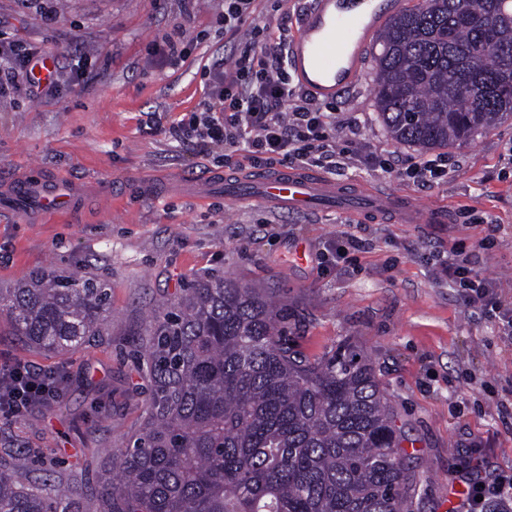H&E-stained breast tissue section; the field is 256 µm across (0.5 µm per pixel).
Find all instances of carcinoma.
Segmentation results:
<instances>
[{
  "mask_svg": "<svg viewBox=\"0 0 512 512\" xmlns=\"http://www.w3.org/2000/svg\"><path fill=\"white\" fill-rule=\"evenodd\" d=\"M378 42L374 107L395 142L448 148L512 116L504 0H422ZM110 309L82 277L0 289L12 335L57 354L102 335ZM276 318L261 289L227 276L193 281L153 316L147 414L131 447L104 452L99 512H412L417 482L372 365L342 347L309 358ZM44 471L1 459L0 512H86Z\"/></svg>",
  "mask_w": 512,
  "mask_h": 512,
  "instance_id": "1",
  "label": "carcinoma"
}]
</instances>
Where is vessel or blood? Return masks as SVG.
<instances>
[{"mask_svg": "<svg viewBox=\"0 0 512 512\" xmlns=\"http://www.w3.org/2000/svg\"><path fill=\"white\" fill-rule=\"evenodd\" d=\"M385 0H313L294 30L289 65L301 86L315 97L331 99L353 83L362 66L367 36L385 18ZM14 198L36 200L48 207L73 205L77 189L61 192L55 181L34 182L23 178L11 186ZM226 196L255 201L299 213L320 203L359 211L378 202L397 207L395 199L382 194L356 191L344 196L336 182L305 171L279 169L248 178L225 177Z\"/></svg>", "mask_w": 512, "mask_h": 512, "instance_id": "obj_1", "label": "vessel or blood"}]
</instances>
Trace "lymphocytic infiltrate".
Masks as SVG:
<instances>
[{
    "mask_svg": "<svg viewBox=\"0 0 512 512\" xmlns=\"http://www.w3.org/2000/svg\"><path fill=\"white\" fill-rule=\"evenodd\" d=\"M256 2L224 0L225 41L243 32L248 39L231 64L209 67L202 105L185 113L172 131L179 139L222 148L225 158L241 155L253 167L274 164L281 157L300 168L335 167L336 129L355 127L356 122L339 119L299 93L285 67L288 34L274 13L257 14ZM42 57L40 50L0 37V98L23 84L32 90H58V81L42 84L33 76ZM445 270L464 289L467 303L501 310L504 327L512 334V308L503 307L486 278L472 273L463 253H456ZM53 379V373L33 369L21 359L0 367V410L19 413L31 404L51 406L59 397ZM511 502L510 474L490 484L473 481L466 506L467 512H486L490 506L504 508Z\"/></svg>",
    "mask_w": 512,
    "mask_h": 512,
    "instance_id": "1",
    "label": "lymphocytic infiltrate"
}]
</instances>
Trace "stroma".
Returning <instances> with one entry per match:
<instances>
[{
  "label": "stroma",
  "instance_id": "stroma-1",
  "mask_svg": "<svg viewBox=\"0 0 512 512\" xmlns=\"http://www.w3.org/2000/svg\"><path fill=\"white\" fill-rule=\"evenodd\" d=\"M222 5L195 0L187 14L182 0H0L1 34L69 49L59 94L0 101V185L54 178L85 193L74 210L0 200V289L78 270L112 295L103 336L63 356L23 344L0 315V364L19 357L65 376L51 408L0 411V457L14 444L28 449L23 470L35 471L38 457L55 460L96 506L101 449L132 443L146 414L145 367L131 353L147 341V315L196 278L230 275L275 297L297 350L319 356L344 344L372 363L418 480L413 512H465L452 488L512 474V335L491 308L466 305L441 269L451 249L464 251L512 302V118L442 149L443 180L408 182L402 169L425 153L395 143L373 107L372 39L357 81L331 104L360 120L357 132L338 129L340 149L391 152L395 169L348 163L332 177L443 210L447 223L360 221L331 208L281 213L218 187L198 200L179 182L248 166L238 155L219 165L215 152L171 133L201 103L204 70L232 58ZM166 32L189 47L179 65L152 49ZM488 234L492 246L479 248ZM339 243L346 261L323 269ZM467 459L474 472L462 470Z\"/></svg>",
  "mask_w": 512,
  "mask_h": 512
}]
</instances>
